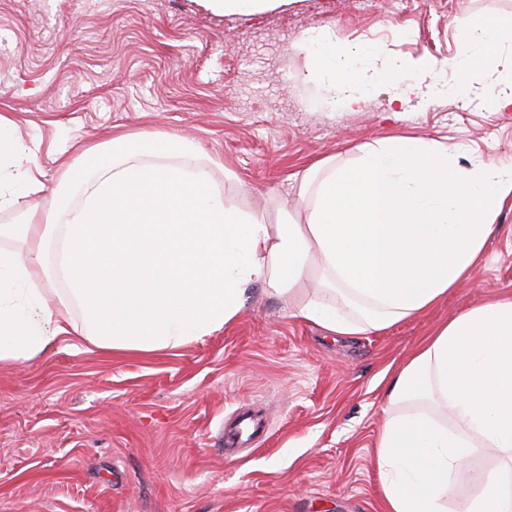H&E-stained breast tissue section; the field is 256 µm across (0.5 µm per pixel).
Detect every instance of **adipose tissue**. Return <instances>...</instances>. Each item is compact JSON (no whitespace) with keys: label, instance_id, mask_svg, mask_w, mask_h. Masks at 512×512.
Returning <instances> with one entry per match:
<instances>
[{"label":"adipose tissue","instance_id":"1","mask_svg":"<svg viewBox=\"0 0 512 512\" xmlns=\"http://www.w3.org/2000/svg\"><path fill=\"white\" fill-rule=\"evenodd\" d=\"M303 48L310 73L349 108L372 84L435 91L445 69L401 57L366 67L363 47L326 32L309 33ZM507 48L512 16L462 22L459 96L478 69L494 75L481 87L486 101L512 109ZM8 124L0 116V168L25 158L17 176L38 193L36 157L5 135ZM193 152L177 136H111L105 148L86 149V162L62 165L63 180L83 193L63 223L44 221L33 205L24 223L0 225V239L28 245L23 255L0 250V364L33 360L67 336L108 352L176 349L232 324L255 283L329 335L384 331L471 281L512 199L511 165L464 169L445 147L395 137L350 164L326 158L294 174L296 218L270 224L227 206L208 167H183ZM51 277L62 287H47ZM68 306L82 324L57 319ZM385 396L377 442L385 512H445L452 477L481 448L496 449L501 466L476 475L479 491L463 512H512V294L438 325L391 373Z\"/></svg>","mask_w":512,"mask_h":512}]
</instances>
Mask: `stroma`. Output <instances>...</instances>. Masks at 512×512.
Listing matches in <instances>:
<instances>
[{
  "label": "stroma",
  "mask_w": 512,
  "mask_h": 512,
  "mask_svg": "<svg viewBox=\"0 0 512 512\" xmlns=\"http://www.w3.org/2000/svg\"><path fill=\"white\" fill-rule=\"evenodd\" d=\"M512 0H291L216 15L199 0H0V115L38 156L37 196L18 188L1 224L51 212L63 160L110 134L192 140L227 204L287 223L289 178L346 164L395 137L448 146L457 165L512 163V112L489 109L475 73L465 102L371 90L332 107L308 75L307 32L368 56L454 61L462 20ZM471 282L382 333L335 338L254 284L237 320L180 348L103 353L67 338L0 365V512H383L380 377L449 317L512 294V206Z\"/></svg>",
  "instance_id": "stroma-1"
}]
</instances>
